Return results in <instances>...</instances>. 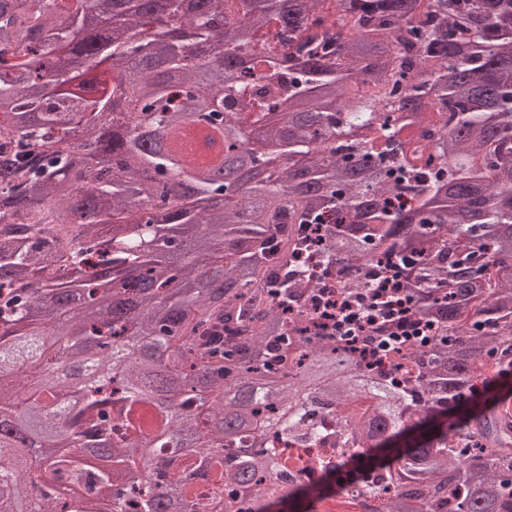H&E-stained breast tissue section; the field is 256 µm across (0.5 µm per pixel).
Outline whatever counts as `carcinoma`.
Masks as SVG:
<instances>
[{
    "label": "carcinoma",
    "mask_w": 512,
    "mask_h": 512,
    "mask_svg": "<svg viewBox=\"0 0 512 512\" xmlns=\"http://www.w3.org/2000/svg\"><path fill=\"white\" fill-rule=\"evenodd\" d=\"M228 2L0 0V469L77 487L34 512H305L343 469L382 512H512V0ZM200 113L220 167L280 147L258 180L181 152ZM298 248L348 301L396 280L415 377L316 330Z\"/></svg>",
    "instance_id": "carcinoma-1"
}]
</instances>
